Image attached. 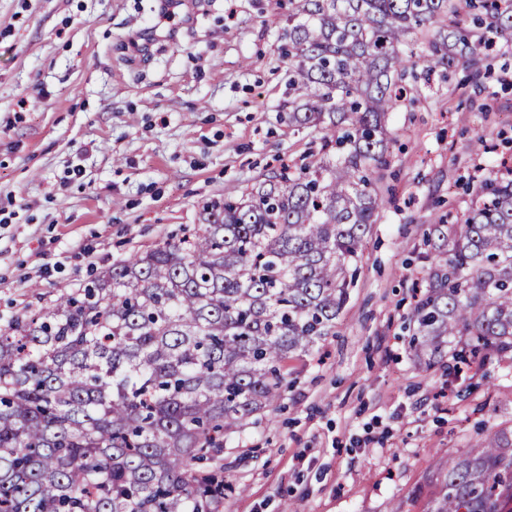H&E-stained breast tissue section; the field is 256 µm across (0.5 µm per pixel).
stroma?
I'll use <instances>...</instances> for the list:
<instances>
[{
    "mask_svg": "<svg viewBox=\"0 0 512 512\" xmlns=\"http://www.w3.org/2000/svg\"><path fill=\"white\" fill-rule=\"evenodd\" d=\"M156 8L0 0L2 329L315 147L288 123L287 8L193 0L187 31L136 51ZM417 73L388 116L382 204L336 333L289 362L275 408L226 433L223 512H428L449 459L512 427L511 360L429 367L408 329L432 224L466 213L479 176L512 173V43H493L477 79L464 63Z\"/></svg>",
    "mask_w": 512,
    "mask_h": 512,
    "instance_id": "obj_1",
    "label": "stroma"
}]
</instances>
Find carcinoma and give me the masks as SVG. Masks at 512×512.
I'll list each match as a JSON object with an SVG mask.
<instances>
[{
    "label": "carcinoma",
    "instance_id": "obj_1",
    "mask_svg": "<svg viewBox=\"0 0 512 512\" xmlns=\"http://www.w3.org/2000/svg\"><path fill=\"white\" fill-rule=\"evenodd\" d=\"M288 124L320 149L295 172L206 202L190 234L112 263L0 330V512H221L224 432L276 405L288 362L328 336L350 299L379 207L386 117L429 71L480 73L512 0H290ZM411 343L434 358L512 356V179L486 178L467 217L435 224ZM512 435L448 459L431 512H512Z\"/></svg>",
    "mask_w": 512,
    "mask_h": 512
}]
</instances>
